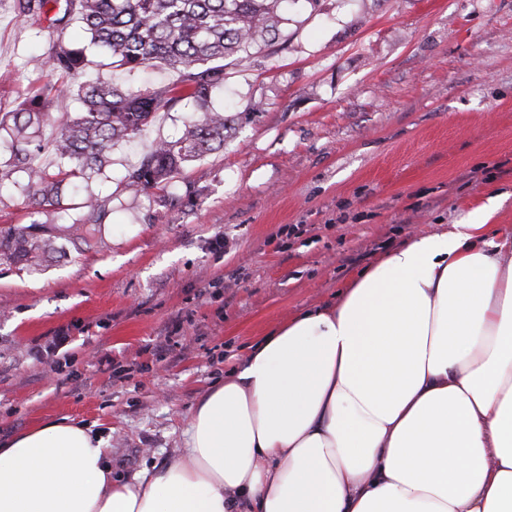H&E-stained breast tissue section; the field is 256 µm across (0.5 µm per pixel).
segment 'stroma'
<instances>
[{
    "instance_id": "stroma-1",
    "label": "stroma",
    "mask_w": 512,
    "mask_h": 512,
    "mask_svg": "<svg viewBox=\"0 0 512 512\" xmlns=\"http://www.w3.org/2000/svg\"><path fill=\"white\" fill-rule=\"evenodd\" d=\"M282 37L226 64L222 152L168 192L120 179L182 112L112 149L91 243L45 226L38 264L0 260V439L48 419L90 426L113 476L169 464L203 392L288 316L337 303L421 231L496 198L512 235V0H287ZM0 0V113L56 77L29 59L82 39ZM61 327L69 365L30 348Z\"/></svg>"
}]
</instances>
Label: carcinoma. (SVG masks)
I'll return each mask as SVG.
<instances>
[{"label": "carcinoma", "instance_id": "carcinoma-1", "mask_svg": "<svg viewBox=\"0 0 512 512\" xmlns=\"http://www.w3.org/2000/svg\"><path fill=\"white\" fill-rule=\"evenodd\" d=\"M287 0H9L18 17H37L58 31L72 21L82 24L88 44L72 48L58 44L47 58L30 59L33 68L50 67L60 79L0 118V130L20 144L12 161L0 164V187L24 173L27 227L0 230V259L28 262L47 250L48 243L32 233L42 216L54 212L81 214L84 239L102 223V201L84 183L111 163L112 147L138 138L157 113L180 103L191 113L176 139L154 144L123 178L134 193L166 192L184 167L224 149L229 137L228 116L212 108L216 89L224 82L223 61L249 63L254 51L279 38L287 21ZM132 73L161 65L178 78L158 88L122 89L111 82L83 78L92 63L89 55ZM74 97L79 112L53 115L61 99ZM53 156L50 166L32 162L33 152Z\"/></svg>", "mask_w": 512, "mask_h": 512}]
</instances>
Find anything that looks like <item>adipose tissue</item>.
Returning a JSON list of instances; mask_svg holds the SVG:
<instances>
[{
	"mask_svg": "<svg viewBox=\"0 0 512 512\" xmlns=\"http://www.w3.org/2000/svg\"><path fill=\"white\" fill-rule=\"evenodd\" d=\"M418 233L337 304L258 339L173 461L112 475L104 439L47 420L0 443V512H512V246Z\"/></svg>",
	"mask_w": 512,
	"mask_h": 512,
	"instance_id": "adipose-tissue-1",
	"label": "adipose tissue"
}]
</instances>
